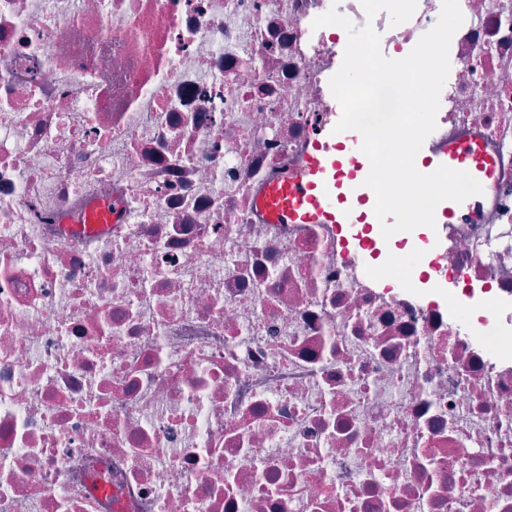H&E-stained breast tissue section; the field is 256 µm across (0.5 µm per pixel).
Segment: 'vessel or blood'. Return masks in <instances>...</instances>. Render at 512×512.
<instances>
[{
  "instance_id": "vessel-or-blood-1",
  "label": "vessel or blood",
  "mask_w": 512,
  "mask_h": 512,
  "mask_svg": "<svg viewBox=\"0 0 512 512\" xmlns=\"http://www.w3.org/2000/svg\"><path fill=\"white\" fill-rule=\"evenodd\" d=\"M359 133L327 134L312 142L301 163L268 182L258 195V208L268 224H334L349 230L355 217L376 223V195L365 186L370 163L361 152ZM429 160L435 165L468 172L475 179L487 174L470 142L429 139ZM112 221V206L93 204L86 220L89 231H102Z\"/></svg>"
}]
</instances>
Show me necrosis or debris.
<instances>
[{
  "instance_id": "4bbe7bcc",
  "label": "necrosis or debris",
  "mask_w": 512,
  "mask_h": 512,
  "mask_svg": "<svg viewBox=\"0 0 512 512\" xmlns=\"http://www.w3.org/2000/svg\"><path fill=\"white\" fill-rule=\"evenodd\" d=\"M459 5L437 131L492 170L418 276L256 190L332 124L314 18L406 55L442 0H0V512H512V0ZM112 223V205L106 202H96L93 204L86 220L85 225L68 224V230L72 232L81 231H103Z\"/></svg>"
}]
</instances>
